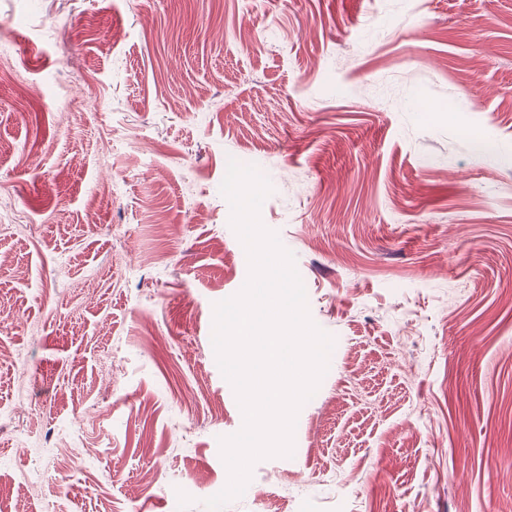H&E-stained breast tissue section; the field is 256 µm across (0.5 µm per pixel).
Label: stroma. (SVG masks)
<instances>
[{"label":"stroma","mask_w":512,"mask_h":512,"mask_svg":"<svg viewBox=\"0 0 512 512\" xmlns=\"http://www.w3.org/2000/svg\"><path fill=\"white\" fill-rule=\"evenodd\" d=\"M232 159L335 345L223 512H512V0H0V512H209Z\"/></svg>","instance_id":"stroma-1"}]
</instances>
